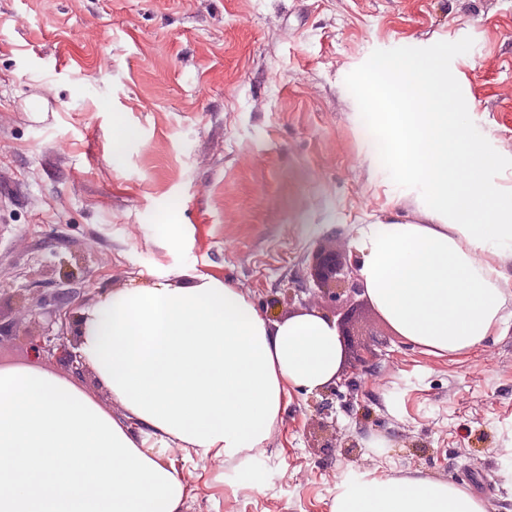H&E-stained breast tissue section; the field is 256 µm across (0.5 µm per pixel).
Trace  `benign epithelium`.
<instances>
[{
    "label": "benign epithelium",
    "mask_w": 512,
    "mask_h": 512,
    "mask_svg": "<svg viewBox=\"0 0 512 512\" xmlns=\"http://www.w3.org/2000/svg\"><path fill=\"white\" fill-rule=\"evenodd\" d=\"M310 280L321 290L332 293L336 302L334 318L331 319L336 326L341 345H346V331L352 322L356 305L353 301L357 297L366 296V287L358 268L348 263L346 254L334 247H321L312 254L310 265ZM55 302L61 320V330L67 329V324L73 319L71 316L72 296L68 292H61L55 296ZM28 350L32 362L45 366L61 365L69 368L76 377L87 370L78 352L77 344L65 341V334L57 335V342L47 343L39 335H26Z\"/></svg>",
    "instance_id": "1"
}]
</instances>
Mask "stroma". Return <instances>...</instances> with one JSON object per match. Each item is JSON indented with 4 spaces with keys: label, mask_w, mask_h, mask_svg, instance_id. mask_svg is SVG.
Instances as JSON below:
<instances>
[{
    "label": "stroma",
    "mask_w": 512,
    "mask_h": 512,
    "mask_svg": "<svg viewBox=\"0 0 512 512\" xmlns=\"http://www.w3.org/2000/svg\"><path fill=\"white\" fill-rule=\"evenodd\" d=\"M440 62L438 78L512 195V0H0V367L28 364L49 300L167 276H212L272 324L334 303L306 281L313 251L357 262L356 225L424 223L361 125L374 57ZM132 130L114 153L115 127ZM360 319L386 345L343 358L329 417L292 390L261 489L224 467L188 512H330L346 477L456 483L486 512L512 504V319L482 347L436 357ZM336 425L333 447L318 426Z\"/></svg>",
    "instance_id": "obj_1"
}]
</instances>
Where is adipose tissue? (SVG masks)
<instances>
[{
	"instance_id": "ef3b65f1",
	"label": "adipose tissue",
	"mask_w": 512,
	"mask_h": 512,
	"mask_svg": "<svg viewBox=\"0 0 512 512\" xmlns=\"http://www.w3.org/2000/svg\"><path fill=\"white\" fill-rule=\"evenodd\" d=\"M390 177L419 188L425 221L360 224L367 293L398 334L436 356L469 353L506 319L512 207L483 173L485 151L433 65L373 59L359 85ZM79 351L113 402L39 365L0 369V512H186L191 480L223 490L225 463L262 484L252 460L291 389L334 379L341 345L316 314L269 326L238 288L159 276L82 313ZM331 512H485L443 480L347 479Z\"/></svg>"
}]
</instances>
